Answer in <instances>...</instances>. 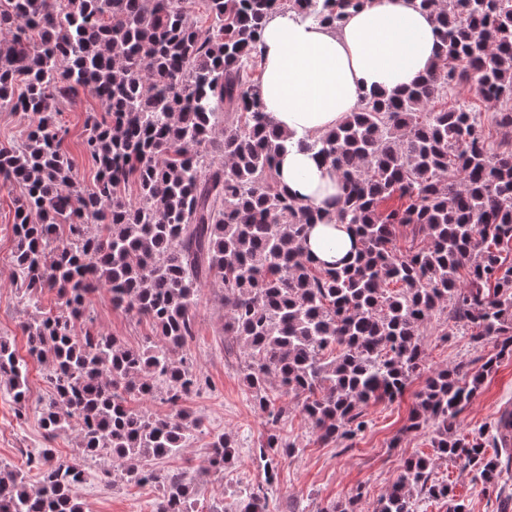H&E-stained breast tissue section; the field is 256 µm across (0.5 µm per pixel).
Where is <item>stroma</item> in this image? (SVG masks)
<instances>
[{
    "mask_svg": "<svg viewBox=\"0 0 512 512\" xmlns=\"http://www.w3.org/2000/svg\"><path fill=\"white\" fill-rule=\"evenodd\" d=\"M98 100L82 94L68 100L59 120L68 134L65 145L85 188H92L96 167L84 154L81 142L88 114L101 111ZM20 187L0 188V336L7 337L18 354L26 352L22 330L31 316L17 303V290L11 282L14 202ZM221 285L211 281L198 292L196 335L189 346L194 368L203 381L201 390L183 404L187 414L201 420V434L195 436L182 457L159 459L152 466L161 471L185 470L194 480L199 505L219 512H234L233 491L240 484H256L263 479L262 464L255 454V443L265 430V420L247 391L237 360L225 359L222 328L224 308L219 302ZM90 312L97 329L117 337L124 344H140L149 332L145 323L123 310L113 308L106 291L91 298ZM424 366L408 385L405 394L392 402L382 401L365 410L367 426L342 445L323 444L299 412L293 397H279L288 414L278 430L293 441L295 453L282 462L278 479L269 496L271 512H324L336 501L355 500L357 512H375L378 501L398 479L404 459L414 454H432V433L424 428L407 432L406 426L417 393L433 372L472 361L493 353L492 344L474 347L470 337L448 330L444 321L429 324L421 338ZM29 400L18 407L11 394L0 388V462L24 467L28 454L41 448L70 455L76 446V428L46 437L40 425V403L51 393L45 365H29ZM512 408V358L500 361L485 377L471 404L459 417L465 433L492 437L504 409ZM234 434L239 442L237 457L223 474H216L206 463V444L211 435ZM437 479L449 482L457 499L465 501L470 512H498L495 500L484 496L473 481V473L462 464L444 459L434 466ZM74 493L85 512H154L159 491L155 485L135 486L124 480L106 485L98 467L88 469Z\"/></svg>",
    "mask_w": 512,
    "mask_h": 512,
    "instance_id": "obj_1",
    "label": "stroma"
}]
</instances>
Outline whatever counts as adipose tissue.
I'll return each mask as SVG.
<instances>
[{"label":"adipose tissue","instance_id":"adipose-tissue-1","mask_svg":"<svg viewBox=\"0 0 512 512\" xmlns=\"http://www.w3.org/2000/svg\"><path fill=\"white\" fill-rule=\"evenodd\" d=\"M261 40V100L278 128L299 139L334 129L362 93L411 86L433 66L439 33L418 0H373L338 29L293 12L271 15ZM278 178L315 207L329 208L339 191L335 172L296 147L281 154ZM308 245L316 260L331 265L353 242L344 225L317 224Z\"/></svg>","mask_w":512,"mask_h":512}]
</instances>
